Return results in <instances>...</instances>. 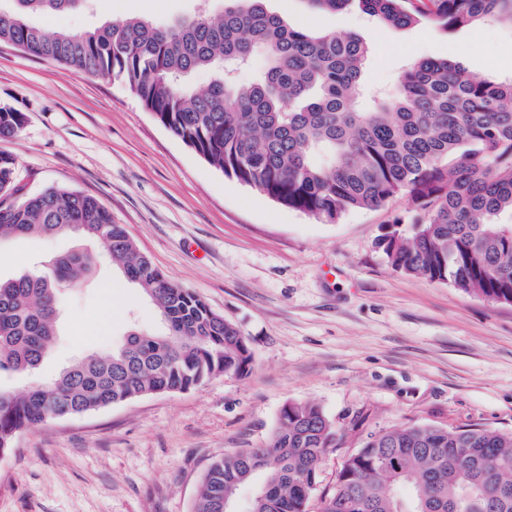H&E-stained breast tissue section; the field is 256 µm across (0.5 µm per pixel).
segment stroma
Here are the masks:
<instances>
[{"mask_svg":"<svg viewBox=\"0 0 512 512\" xmlns=\"http://www.w3.org/2000/svg\"><path fill=\"white\" fill-rule=\"evenodd\" d=\"M290 25L356 32L370 86L395 90L403 66L449 57L475 76L512 77V30L485 21L452 31L422 19L393 29L356 8L325 15L268 0ZM197 0H90L35 24L82 32L139 16L166 25ZM0 103L24 112L0 140L27 192L90 195L154 266L248 338L247 375L138 398L20 433L0 455V512H192L210 464L268 440L282 407L315 403L335 423L307 510L321 512L343 462L369 434L429 424L512 433V304L395 272L377 247L407 219L404 196L326 223L224 175L174 138L121 83L0 44ZM68 233L0 243V276L41 274L80 247ZM163 324L138 288L99 260L70 290L37 375L0 373V388L50 383L129 327Z\"/></svg>","mask_w":512,"mask_h":512,"instance_id":"obj_1","label":"stroma"}]
</instances>
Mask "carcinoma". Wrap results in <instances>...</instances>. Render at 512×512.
Masks as SVG:
<instances>
[{"instance_id": "obj_1", "label": "carcinoma", "mask_w": 512, "mask_h": 512, "mask_svg": "<svg viewBox=\"0 0 512 512\" xmlns=\"http://www.w3.org/2000/svg\"><path fill=\"white\" fill-rule=\"evenodd\" d=\"M86 0H12L0 43L125 85L175 137L228 178L281 206L334 222L407 195V227L381 235L391 268L512 302V80L474 77L447 58L414 61L391 95L369 92L370 52L355 33L291 27L267 0H224L167 26L141 17L81 33L28 21ZM318 12L355 4L370 20L403 27L427 18L445 30L492 20L512 27V0H303ZM264 57L243 83L238 70ZM211 81L197 88L193 73ZM26 116L0 105V138ZM74 231L96 247L53 260L40 276L0 278V372H33L53 347L61 290L84 283L106 255L156 305L165 332L131 331L106 357L91 354L49 385L0 390V454L17 433L57 414L187 391L250 369L242 331L189 288L169 281L93 196L50 187L23 193L15 160L0 153V240ZM336 426L314 403L285 405L264 448L214 462L194 512H228L237 491L257 490L246 512H307ZM322 512H512V434L415 425L366 437L337 474Z\"/></svg>"}]
</instances>
